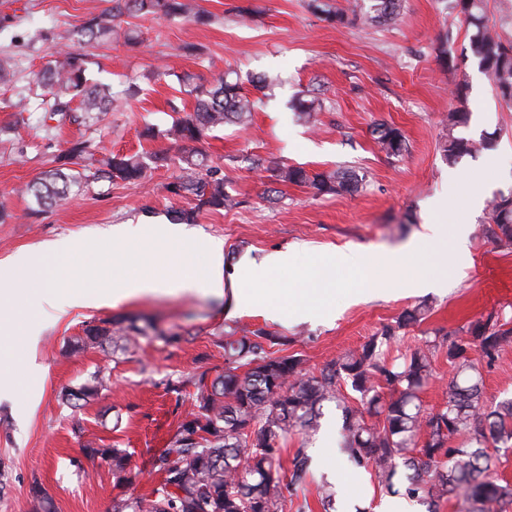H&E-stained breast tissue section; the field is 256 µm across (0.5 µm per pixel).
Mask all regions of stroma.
Listing matches in <instances>:
<instances>
[{
  "label": "stroma",
  "mask_w": 512,
  "mask_h": 512,
  "mask_svg": "<svg viewBox=\"0 0 512 512\" xmlns=\"http://www.w3.org/2000/svg\"><path fill=\"white\" fill-rule=\"evenodd\" d=\"M211 15L208 24L182 18L123 16L122 28L136 29L141 42L76 46L73 33L109 0H0V59L13 76L0 84V267L20 255L63 238L86 245L82 263L98 273L112 271V233L140 234L143 225L167 224L173 211L195 208L193 196L168 192L181 175L178 152L169 141L143 137L145 126L165 128L173 111L193 99L177 80L186 73L210 81L237 72L245 91L252 77L278 78L247 127L213 131L202 144L209 166L225 178L237 204L220 211L197 210L188 232L224 242V269L285 251L288 269L268 271L255 290L275 286L304 289L307 274L335 254H359L356 270L337 269L331 321H273L259 312L229 317L223 298L200 291L137 296L96 308L68 310L46 318L40 336L0 335V512H35L33 487L53 500L55 512H112L114 500L145 496L159 482L154 458L170 442L184 417L176 388L192 392L200 374L225 369L218 342L227 335L262 331L280 337L273 350L295 355L318 371L346 350L365 343L404 310L429 307L428 318L392 343L390 359L413 348L427 332L447 334L469 321L512 306V249L487 240L490 199L512 193V101L497 96L491 78L473 60L471 35L452 0H404L394 23L334 24L310 7V0H197ZM253 19L237 21V8ZM198 52L184 53L185 44ZM78 48L88 67L114 89L129 91L124 111L98 124H42L50 102L34 75L57 52ZM323 99L315 127L298 122L288 108L295 95ZM470 114L458 135L480 139L496 133L493 149L448 165L439 151L448 133L449 112ZM388 123L406 137L408 150L390 157L373 139L374 124ZM89 140L109 152L169 154L167 165L149 164L134 183L95 180L70 200L35 208L25 185L44 172L80 171L67 157L72 142ZM263 167H255L254 159ZM295 165L314 173L339 166L362 179L353 194L319 195L305 185L277 180L275 167ZM478 171L488 203L473 209L463 180ZM455 193L453 217L437 215L448 229L470 227L466 259L446 264L454 240H425L426 216L447 191ZM415 250L408 266L441 289L421 294L390 290L395 277L383 257ZM152 323L158 335L141 339L136 353L108 357L96 349L73 352L86 325L102 319ZM111 373L107 391L81 411L62 403L63 389L82 384L91 373ZM483 400L493 405L512 398V345L482 368ZM83 431L73 434L72 421ZM114 446L132 455L130 483L115 486L104 462H90L85 447ZM311 446L319 460L287 512L318 502L323 477L341 465L335 449ZM334 481L338 512H378L387 500L374 478L347 465Z\"/></svg>",
  "instance_id": "stroma-1"
}]
</instances>
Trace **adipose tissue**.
<instances>
[{"label":"adipose tissue","instance_id":"ef3b65f1","mask_svg":"<svg viewBox=\"0 0 512 512\" xmlns=\"http://www.w3.org/2000/svg\"><path fill=\"white\" fill-rule=\"evenodd\" d=\"M179 242L189 254L203 249L208 261L204 278L188 275L174 279L163 268H145L142 248L118 233L112 236L113 264L140 266L144 269L143 274L111 281L103 277L94 278L90 270L75 268L67 276H60V263L81 249L79 241L70 238L31 250L11 267L0 270V329L18 330L25 336L38 334L40 321L24 317L16 299L20 286L32 282L38 283L42 300L49 304L61 302L71 307L89 308L107 299L118 302L138 295L202 290L227 297L229 314L260 306L269 317L283 318V310L274 303L265 302L262 296L245 291L240 283L243 279H257L267 271L287 267L288 253L279 251L266 255L260 263L245 266L228 276L224 273L223 240L212 238L199 244L188 239Z\"/></svg>","mask_w":512,"mask_h":512}]
</instances>
